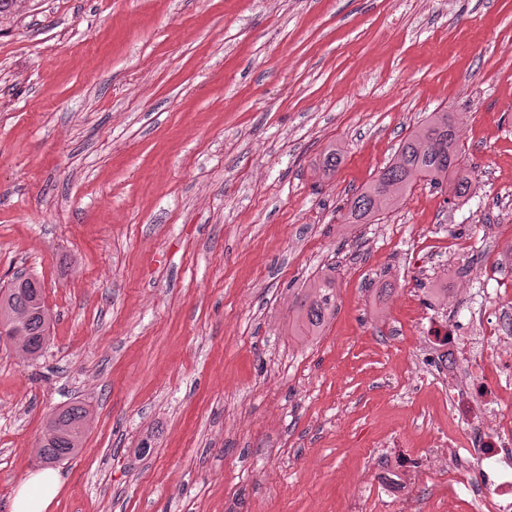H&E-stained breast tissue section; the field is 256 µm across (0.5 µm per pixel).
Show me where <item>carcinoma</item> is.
<instances>
[{"mask_svg":"<svg viewBox=\"0 0 512 512\" xmlns=\"http://www.w3.org/2000/svg\"><path fill=\"white\" fill-rule=\"evenodd\" d=\"M456 124L457 115L453 112L430 113L401 140L393 159L348 201L345 223L371 224L380 220L418 180L448 191L457 201L467 200L473 175L457 141ZM341 160L340 149L331 144L325 148L318 167L328 176L336 171ZM335 313L336 276L325 271L297 293L288 335L307 345L323 334ZM45 315L42 289L29 279L14 277L7 291L0 295V325L8 329V335L16 337V346L34 358L43 351L38 339ZM86 417V409L79 405L56 412L52 422L45 425L38 457L63 460L75 456L82 446Z\"/></svg>","mask_w":512,"mask_h":512,"instance_id":"carcinoma-1","label":"carcinoma"}]
</instances>
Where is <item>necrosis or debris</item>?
<instances>
[{
    "mask_svg": "<svg viewBox=\"0 0 512 512\" xmlns=\"http://www.w3.org/2000/svg\"><path fill=\"white\" fill-rule=\"evenodd\" d=\"M428 341L427 363L448 379L439 395L448 425L432 434L439 452L424 467L394 453L378 483L401 500L441 471L440 512H512V295L472 298L465 321L430 328Z\"/></svg>",
    "mask_w": 512,
    "mask_h": 512,
    "instance_id": "obj_1",
    "label": "necrosis or debris"
}]
</instances>
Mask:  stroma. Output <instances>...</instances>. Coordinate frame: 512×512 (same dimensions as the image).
<instances>
[{"label":"stroma","instance_id":"stroma-1","mask_svg":"<svg viewBox=\"0 0 512 512\" xmlns=\"http://www.w3.org/2000/svg\"><path fill=\"white\" fill-rule=\"evenodd\" d=\"M512 0H18L0 17V288L34 275L40 357L0 343V512L49 415L89 409L49 512H404L374 479L428 454L408 383L433 291L512 233ZM477 183L346 203L427 113ZM338 144L332 175L313 171ZM469 239L447 251L450 236ZM336 275L323 336L297 288ZM153 436L149 455L138 452ZM336 313V276L325 271L297 293L288 334L302 345L321 336Z\"/></svg>","mask_w":512,"mask_h":512}]
</instances>
